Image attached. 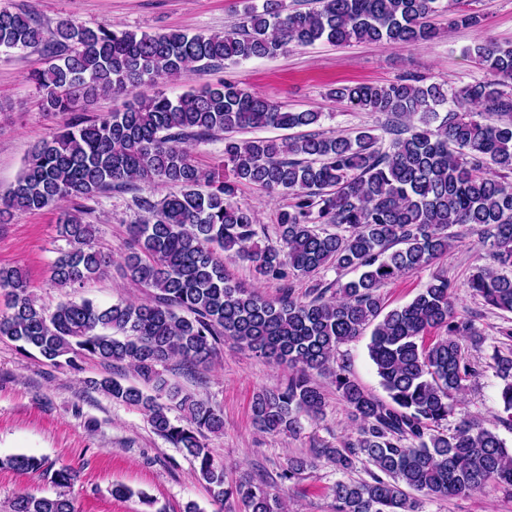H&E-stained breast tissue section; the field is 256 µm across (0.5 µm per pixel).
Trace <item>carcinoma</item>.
I'll return each mask as SVG.
<instances>
[{"label":"carcinoma","instance_id":"carcinoma-1","mask_svg":"<svg viewBox=\"0 0 512 512\" xmlns=\"http://www.w3.org/2000/svg\"><path fill=\"white\" fill-rule=\"evenodd\" d=\"M315 2L305 12L289 10L285 0H265L260 9L248 3L233 28L212 33L137 35L63 19L48 39L29 14L0 8L1 50L46 44V67L31 74L44 111L76 112L100 97L132 96L123 109L77 117L35 145L0 195V215L79 201L63 214L66 247L51 266L53 280L75 289L113 271L147 290L141 301L66 300L51 310L32 296L20 269L0 267V291L8 297L0 339L54 366L89 356L129 368L134 382L109 375L89 384L141 411L156 435L191 457L212 501L231 505L227 512H290L291 504L251 476L226 482L208 444L224 430L223 413L166 377L175 361L189 373L213 362L226 339L291 369L285 383L252 400L254 424L265 433L297 435L302 419L322 416L317 376L331 379L357 436L290 458L279 478L291 482L313 459L326 458L343 475L329 487L334 512H423L426 498L466 497L490 483L512 488V448L495 432L498 424L512 428V345L494 347L486 363L503 382L497 423L464 415L449 430L444 423L458 396L480 374L474 353L486 337L458 312L457 285L443 273L402 307L385 310L380 294L383 285L447 253L454 239L449 229L465 224L480 233L493 259L465 288L512 314V96L501 90L512 81V45L492 38L477 43L474 53L489 78L451 97L418 78L332 90L337 101L392 118L387 142L366 131L238 138L248 130L315 125L322 113L285 110L232 81L176 98L137 93L318 41L415 47L437 34L432 19L440 0ZM221 135L230 179L200 169L189 149L191 141ZM155 181L169 193L156 202L138 199L147 217L130 227L129 252L112 261L96 248L95 225L85 222L80 201ZM244 183L291 197L277 216L278 244L254 242V213L234 201ZM235 259L283 282L280 295L265 298L230 277L224 261ZM327 267L359 276L295 295L291 279ZM368 328L385 398L336 363L339 347ZM174 409L182 415L171 417ZM359 464L369 467L370 480L349 478ZM1 465L45 474L56 487L48 496H15L10 512H75L73 468L52 471L45 459L24 453L0 459Z\"/></svg>","mask_w":512,"mask_h":512}]
</instances>
